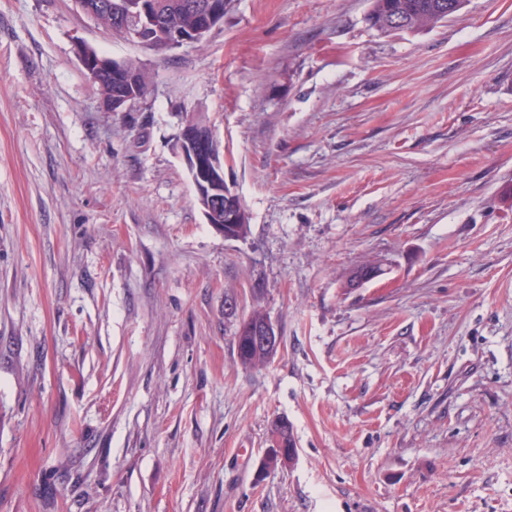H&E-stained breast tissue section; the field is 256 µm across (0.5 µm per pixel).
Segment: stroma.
<instances>
[{
    "label": "stroma",
    "instance_id": "stroma-1",
    "mask_svg": "<svg viewBox=\"0 0 512 512\" xmlns=\"http://www.w3.org/2000/svg\"><path fill=\"white\" fill-rule=\"evenodd\" d=\"M370 3L232 0L157 52L0 0V512H512V0L398 34ZM78 38L147 97L108 110ZM189 112L246 239L197 204ZM260 315H262L261 312L254 311L247 318L242 319L234 334L238 358L243 366L249 368L262 366L267 360L265 358L266 352L264 349L257 348L256 344L262 345L271 354L274 353L279 346V335L268 317H264L262 321L248 326L250 336H247L246 330L241 331L242 326L248 318L252 319ZM252 336L256 344L252 341ZM271 438V443L274 448L269 447L265 449L261 462V471L273 470L282 467L287 462L289 463L290 461H292L295 456L296 445L293 438L291 427L289 425L288 427H280L276 420L273 421L270 427L269 442ZM279 439L281 441L282 448H277ZM285 448H289L292 450H288V453H292V455L289 456V459Z\"/></svg>",
    "mask_w": 512,
    "mask_h": 512
}]
</instances>
